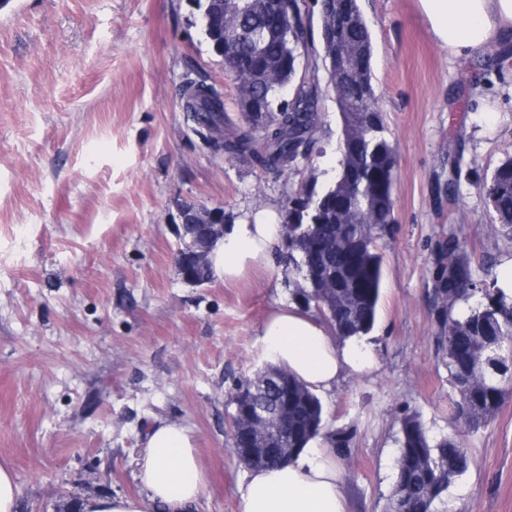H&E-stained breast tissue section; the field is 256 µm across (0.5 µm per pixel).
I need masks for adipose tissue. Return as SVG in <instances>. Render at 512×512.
Here are the masks:
<instances>
[{
	"label": "adipose tissue",
	"mask_w": 512,
	"mask_h": 512,
	"mask_svg": "<svg viewBox=\"0 0 512 512\" xmlns=\"http://www.w3.org/2000/svg\"><path fill=\"white\" fill-rule=\"evenodd\" d=\"M418 2L434 37L452 55H480L512 37V0ZM282 235L279 220L239 217L226 225L211 252L212 278L231 284L268 265ZM259 336L265 359L318 395L333 391L347 372L370 369L375 362V346L367 337L334 336L320 318L292 305L271 307ZM137 469L140 494L85 497L81 512H192L206 486L194 434L178 422L149 428ZM237 494L239 512H347L341 472L319 437L280 467L251 470Z\"/></svg>",
	"instance_id": "obj_1"
}]
</instances>
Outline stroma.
Masks as SVG:
<instances>
[{"instance_id": "obj_1", "label": "stroma", "mask_w": 512, "mask_h": 512, "mask_svg": "<svg viewBox=\"0 0 512 512\" xmlns=\"http://www.w3.org/2000/svg\"><path fill=\"white\" fill-rule=\"evenodd\" d=\"M360 5L398 160L396 224L381 249L377 364L321 401L333 427L355 431L338 461L350 512H386L402 410L419 413L430 436L457 429L425 291L427 244L453 224L474 261L512 253V239L489 230L479 188L512 154V42L455 57L417 0ZM188 74L207 77L239 120L234 82L187 0H10L0 9V462L14 469L20 512L139 494L136 460L158 420L195 435L207 478L197 512H238L248 469L230 446L227 394L264 367L260 324L291 297L276 253L237 283L184 284L177 209L282 213L300 184L334 176L341 128L326 99L311 159L295 174L214 153L184 117ZM451 174L453 201L438 194ZM466 442L474 463L452 486L448 512H512V395Z\"/></svg>"}]
</instances>
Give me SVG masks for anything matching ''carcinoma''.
<instances>
[{
	"mask_svg": "<svg viewBox=\"0 0 512 512\" xmlns=\"http://www.w3.org/2000/svg\"><path fill=\"white\" fill-rule=\"evenodd\" d=\"M306 0H269L287 18V29L268 31L260 5L237 17L244 37L225 57L224 29L207 23L206 0L191 4L209 51L233 71L238 105L251 99L268 111L270 124L256 131L242 115L235 124L224 115V100L206 80L187 79L192 96L184 110L195 113L199 126L208 130L224 125V152L251 155L266 169L296 171L309 158L310 145L321 125V106L334 97L341 121L340 160L334 177L318 192L302 185L289 195L283 210L300 215L304 222L288 225L293 245L281 263L292 300L320 316L341 338L366 336L372 332L383 277V256L378 241L394 232L392 206L396 154L383 136L384 120L372 76L373 40L359 0H336V11L320 20L339 29L347 59L326 83L320 75L321 51L315 45L312 17ZM306 56L304 71L298 58ZM282 64L283 81L264 77V67ZM491 221L507 236L512 235V155L483 179ZM347 205L374 218L369 233L357 224L336 223L337 207ZM430 261L426 291L435 323L448 319L462 334L476 336L475 350L485 371L496 369L493 381L471 385L451 360L452 339L437 333L436 351L448 368V381L456 392L455 419H465L470 432L485 426L506 395L512 392V365L504 359L500 341L512 342V304L495 288L494 281L475 276L466 242L454 225L441 229L429 244ZM327 279L336 287L325 288ZM252 401L288 407V426L275 438L257 439L254 447L280 449L283 463L312 438L330 440L336 456H345L353 440L347 428L329 426L318 395L296 378L269 366L252 379L237 382L228 394L231 422L240 419L237 404ZM399 456L388 512L404 506L422 512H447L448 490L472 464L471 449L456 434L431 438L420 416L406 411L399 419L396 438Z\"/></svg>",
	"mask_w": 512,
	"mask_h": 512,
	"instance_id": "obj_1",
	"label": "carcinoma"
}]
</instances>
